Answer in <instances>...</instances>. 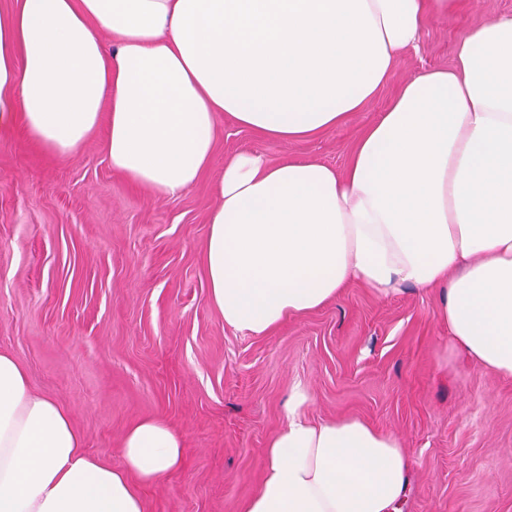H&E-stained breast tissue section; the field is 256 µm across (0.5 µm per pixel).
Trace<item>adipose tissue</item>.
I'll list each match as a JSON object with an SVG mask.
<instances>
[{"instance_id": "ef3b65f1", "label": "adipose tissue", "mask_w": 512, "mask_h": 512, "mask_svg": "<svg viewBox=\"0 0 512 512\" xmlns=\"http://www.w3.org/2000/svg\"><path fill=\"white\" fill-rule=\"evenodd\" d=\"M461 0H18L0 13V131L22 121L64 159L107 122L113 167L168 197L211 165L216 119L284 140L347 122ZM111 42H104L103 33ZM452 69L407 80L345 172L224 162L204 245L226 325L263 335L358 284L440 292L450 343L512 377V17L457 41ZM288 422L245 512H397L410 462L358 419ZM115 468L82 449L69 411L0 352V512H145L138 484L177 471L163 419L126 430Z\"/></svg>"}]
</instances>
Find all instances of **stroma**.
<instances>
[{"label":"stroma","mask_w":512,"mask_h":512,"mask_svg":"<svg viewBox=\"0 0 512 512\" xmlns=\"http://www.w3.org/2000/svg\"><path fill=\"white\" fill-rule=\"evenodd\" d=\"M512 0H467L425 23L377 96L347 123L299 141L217 119L211 166L159 197L112 168L106 127L70 158L0 133V351L33 392L70 412L86 452L120 467L124 432L150 416L185 441L182 469L142 486L147 512H244L294 388L320 422L358 418L398 437L412 465L401 512H512V378L453 348L436 293L383 297L352 284L263 335L225 325L203 246L224 160L344 170L400 86L450 68L457 40Z\"/></svg>","instance_id":"35a3bbf8"}]
</instances>
